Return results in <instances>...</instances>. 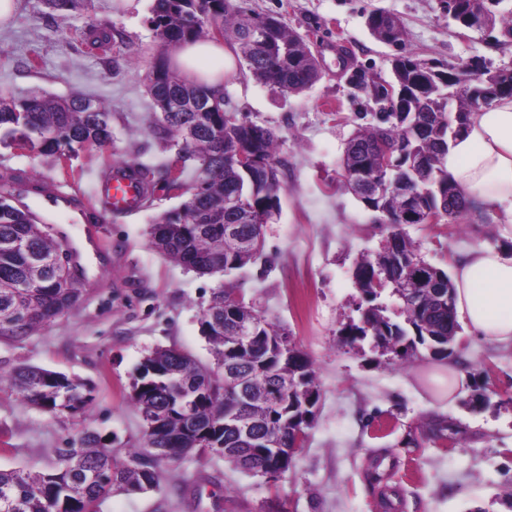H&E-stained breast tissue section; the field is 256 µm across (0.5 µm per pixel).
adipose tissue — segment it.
Returning <instances> with one entry per match:
<instances>
[{
    "mask_svg": "<svg viewBox=\"0 0 512 512\" xmlns=\"http://www.w3.org/2000/svg\"><path fill=\"white\" fill-rule=\"evenodd\" d=\"M170 65L184 78L223 87L234 55L217 40L176 47ZM448 179L490 216L501 240L469 249L454 265L456 310L478 340L512 344V98L471 113L440 159Z\"/></svg>",
    "mask_w": 512,
    "mask_h": 512,
    "instance_id": "ef3b65f1",
    "label": "adipose tissue"
}]
</instances>
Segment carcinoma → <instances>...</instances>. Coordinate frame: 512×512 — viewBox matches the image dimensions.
Returning <instances> with one entry per match:
<instances>
[{
  "label": "carcinoma",
  "mask_w": 512,
  "mask_h": 512,
  "mask_svg": "<svg viewBox=\"0 0 512 512\" xmlns=\"http://www.w3.org/2000/svg\"><path fill=\"white\" fill-rule=\"evenodd\" d=\"M85 0H46L50 17L64 20ZM486 16L492 29L512 38V8L500 10L504 0H490ZM369 25L371 35L382 43L399 47L392 60V85L405 91L398 110L376 116V122L356 127L341 159L344 184L368 209L379 213L377 222L388 233L380 248L363 255L354 269L362 296L359 322L344 329L345 343L355 344L367 336L381 340L383 351L395 364L416 359L443 361L448 337L459 329L448 316V290L453 288L448 272L421 257L402 232L400 215L409 208L443 209L448 218L476 210L473 201L448 181L440 166V155L451 138L448 103L456 102L460 127H465L470 109L468 85L474 59L444 66L415 58L407 47L404 28L393 29L385 12ZM151 30L163 47L148 88L154 102L165 97L205 101L204 112H153V138L175 151L192 171L191 179L168 183V164L148 166L134 160L122 162L149 191L161 185L186 197L185 211L175 208L158 217L150 231L155 250L174 263L199 275L233 273L255 263L262 250L242 247L236 236H227L224 225L235 224L240 234H257L259 209L270 196L252 184L231 163L236 153L251 147L263 162L268 190L281 201L285 163L276 156L273 131L244 120L224 121V90L175 78L167 67L165 52L178 45L211 38L210 30L224 29V41L237 46L251 76L285 94H299L320 78V68L299 34L274 14L247 13L233 0H153L148 17ZM110 64L115 41L112 26L104 25L90 35H80ZM493 97H512V68L486 69ZM354 88L373 95L385 86L368 82L366 74L351 76ZM89 96L75 93L56 97L42 91L25 96L0 92V146L29 144L39 156L56 161L72 158L82 150L102 151L112 145V112L100 100L87 104ZM397 163L391 172L396 182L373 197L361 196L353 187V174L361 168H380ZM16 195L0 192V337L22 341L69 312L70 302L82 297L84 267L77 263L63 279L56 277L55 264L64 249L53 228L31 219L33 212L14 204ZM391 289L397 298L394 315L379 302L376 288ZM415 288L423 301L418 309L398 297L396 287ZM256 321L257 342L252 355L232 350L235 336L229 328L236 316ZM200 333L209 345L211 361L202 362L176 347H161L150 353L148 364H140L133 378L130 400L142 420L144 443L120 457L108 447V439L83 431L62 464L50 471L25 468L0 469V512H102L103 504L116 491L129 494L162 489L163 466L181 460L159 457L157 448H192L196 454H219L224 462L243 469L238 437L225 420L229 412L242 409L265 433L255 436L248 452L257 461L267 458V435L286 428V408L269 400L248 402L245 394L285 393L296 376L304 385L317 388L313 363L295 349L281 359L269 343L288 331L247 305L235 284L220 285L203 310ZM441 345L443 349L433 350ZM24 401L52 415L85 411L93 389L64 373L21 364L0 374ZM196 397L195 412L201 425L188 430L184 424L182 396Z\"/></svg>",
  "instance_id": "carcinoma-1"
}]
</instances>
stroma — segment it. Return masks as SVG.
Returning a JSON list of instances; mask_svg holds the SVG:
<instances>
[{"label":"stroma","mask_w":512,"mask_h":512,"mask_svg":"<svg viewBox=\"0 0 512 512\" xmlns=\"http://www.w3.org/2000/svg\"><path fill=\"white\" fill-rule=\"evenodd\" d=\"M249 12L276 13L308 38L322 66L299 94L257 82L245 66L225 77L239 117L268 127L286 164L281 212L265 231V262L231 274L246 303L287 328L314 363L319 411L304 449L276 481L235 470L218 455H189L165 475L163 491L114 493L103 512H512V347L459 332L453 361L470 383L454 399L428 384L434 363L389 364L370 341L351 349L341 329L357 315L353 270L386 231L342 185L344 143L373 101L352 88L350 69L391 80L390 47L365 21L376 9L398 17L407 44L436 63L483 57L512 65V42L484 33L459 35L444 0H237ZM152 0H89L66 23L53 22L45 0H21L0 30V88L23 96L39 89L76 92L112 111L111 147L50 159L0 147V181L41 173L57 194L87 199L93 179L120 161L166 156L151 136L145 75L161 48L147 23ZM110 24L122 36L104 66L78 32ZM31 68L18 67L20 59ZM179 198L155 190L147 207L115 215L95 206L88 223L59 214L54 226L78 248L86 269L80 306L23 341L0 340V371L25 363L79 377L94 388L86 412L52 415L0 389V468L55 467L84 429L111 437L117 452L140 447L143 421L129 401L136 367L158 347L209 358L198 319L217 277L201 276L160 256L150 227ZM405 232L432 265L452 269L458 253L499 245L492 222L464 214L453 223L408 224Z\"/></svg>","instance_id":"obj_1"}]
</instances>
